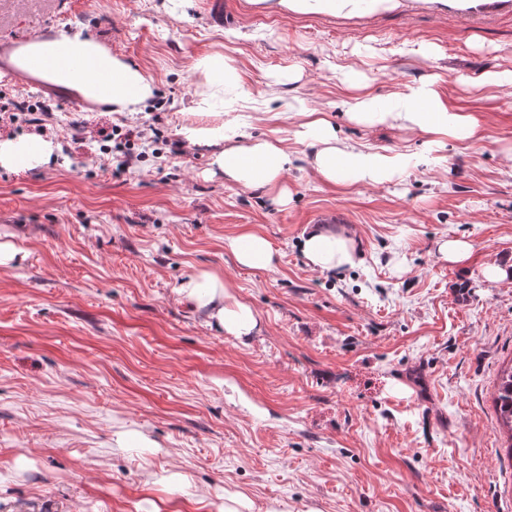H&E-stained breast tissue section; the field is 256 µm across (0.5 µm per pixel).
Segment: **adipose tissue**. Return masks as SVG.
Segmentation results:
<instances>
[{
	"label": "adipose tissue",
	"mask_w": 512,
	"mask_h": 512,
	"mask_svg": "<svg viewBox=\"0 0 512 512\" xmlns=\"http://www.w3.org/2000/svg\"><path fill=\"white\" fill-rule=\"evenodd\" d=\"M255 12L297 14L324 13L363 17L398 8L401 0H249ZM7 62L21 76L59 87L80 96L87 104L110 112H134L155 90L154 78L143 69L113 56L101 43L82 32L46 33L11 49ZM195 68L206 82L205 92L190 102L197 112L224 107L225 93L244 100L247 91L234 62L224 55L196 59ZM342 84L350 95L343 105L351 120L365 125L396 122L401 127L438 145L443 139L473 140L479 123L471 115L452 109L437 90L435 82L406 86L386 97L373 95L362 74L348 70ZM299 140L315 145L311 161L315 173L325 182L360 186L384 184L399 179L413 162L404 152H381L369 147L339 142L331 124L317 112H309L296 132ZM184 137L192 145H214L218 151L212 164L225 177L243 187L274 190L292 159L282 141L263 140L248 146L234 144L223 127H191ZM54 144L40 137L0 140V168L25 171L48 162ZM236 262L246 268L270 271L275 255L268 239L253 231L228 239ZM302 253L309 265L320 271H336L354 265L358 259L354 233L324 224L309 226L302 239ZM176 293L181 302L204 317L211 328L238 340L249 339L259 329L253 308L237 300L219 276L202 270L183 281Z\"/></svg>",
	"instance_id": "obj_1"
}]
</instances>
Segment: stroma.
<instances>
[{"label":"stroma","instance_id":"35a3bbf8","mask_svg":"<svg viewBox=\"0 0 512 512\" xmlns=\"http://www.w3.org/2000/svg\"><path fill=\"white\" fill-rule=\"evenodd\" d=\"M0 0V48L82 31L155 79L152 103L122 114L73 109L70 94L16 76L0 91L49 101L52 160L0 168V242L25 261L0 267V512H222L240 493L256 512H512V433L495 409L512 366V0L459 9L431 0L364 17L258 14L248 0ZM241 69L255 102L219 114L187 104L194 61ZM385 97L438 76L451 108L476 116L475 142L348 120L340 70ZM300 70L297 82L279 75ZM302 101L343 140L406 152L399 180L350 188L308 165L282 179L286 202L225 179L210 146L146 158L115 177L75 149L70 126L144 122L161 139L235 126L239 144L284 138ZM313 224L347 227L358 263L307 264ZM251 230L275 269L237 264L227 238ZM473 246L467 263L441 242ZM207 270L259 316L239 341L210 329L175 290ZM140 430L150 448H120ZM472 248L469 242L458 239H448L441 244L439 250L448 261L462 263L469 258Z\"/></svg>","mask_w":512,"mask_h":512}]
</instances>
